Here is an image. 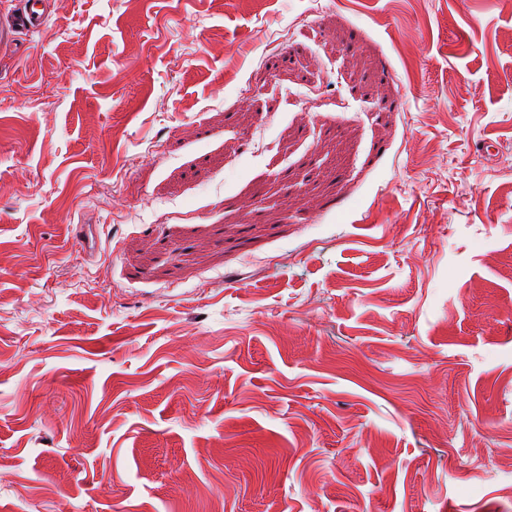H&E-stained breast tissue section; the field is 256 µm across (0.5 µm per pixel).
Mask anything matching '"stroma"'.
Returning <instances> with one entry per match:
<instances>
[{
	"label": "stroma",
	"mask_w": 512,
	"mask_h": 512,
	"mask_svg": "<svg viewBox=\"0 0 512 512\" xmlns=\"http://www.w3.org/2000/svg\"><path fill=\"white\" fill-rule=\"evenodd\" d=\"M44 5L0 38V512H512V8Z\"/></svg>",
	"instance_id": "stroma-1"
}]
</instances>
